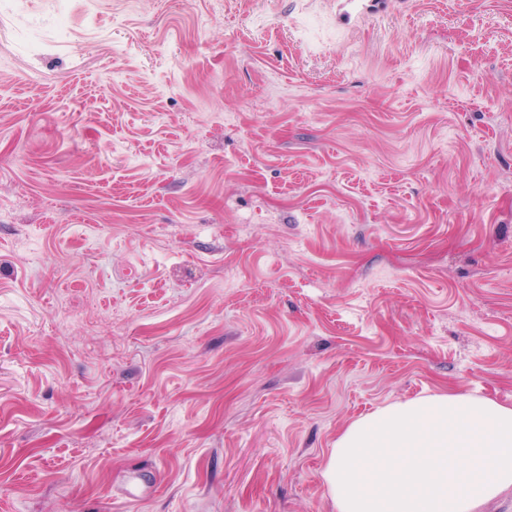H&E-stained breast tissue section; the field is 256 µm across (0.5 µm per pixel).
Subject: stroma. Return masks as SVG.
Returning <instances> with one entry per match:
<instances>
[{
	"label": "stroma",
	"instance_id": "stroma-1",
	"mask_svg": "<svg viewBox=\"0 0 512 512\" xmlns=\"http://www.w3.org/2000/svg\"><path fill=\"white\" fill-rule=\"evenodd\" d=\"M447 390L512 406V0H0V512H336Z\"/></svg>",
	"mask_w": 512,
	"mask_h": 512
}]
</instances>
